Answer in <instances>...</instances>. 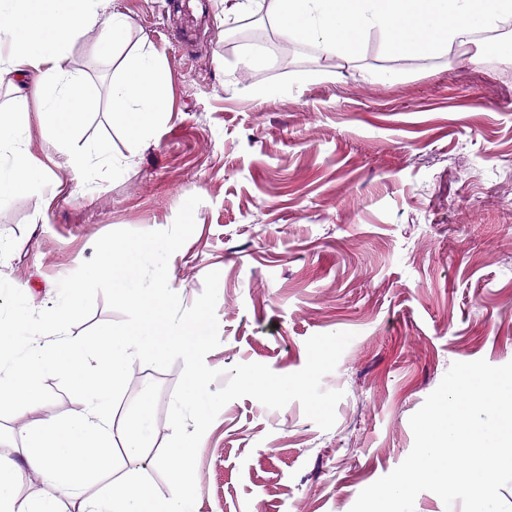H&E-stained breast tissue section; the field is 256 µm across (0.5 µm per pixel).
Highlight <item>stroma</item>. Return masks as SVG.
<instances>
[{
  "mask_svg": "<svg viewBox=\"0 0 512 512\" xmlns=\"http://www.w3.org/2000/svg\"><path fill=\"white\" fill-rule=\"evenodd\" d=\"M224 7L110 0L169 77L170 114L137 142L108 110L118 66L97 54L96 31L71 39L68 65L97 100L75 143L107 141L133 164L118 178L108 162L75 178L28 101L26 145L56 190L0 203V241L12 247L0 279L20 287L0 309L22 302L42 318L102 244L168 237L165 274L183 306L220 273L208 367L290 374L310 336L353 332L322 380L344 393L332 429L298 402L271 410L243 397L220 411L196 463L197 512H350L408 456L409 419L452 363L512 362V58L390 56L375 34L353 60L326 58ZM378 67L399 79L365 82L363 69ZM313 70L338 78L284 91ZM131 319L99 282L66 328L89 343L99 325ZM182 368L141 366L114 402L125 421L148 401L152 450L172 433Z\"/></svg>",
  "mask_w": 512,
  "mask_h": 512,
  "instance_id": "obj_1",
  "label": "stroma"
}]
</instances>
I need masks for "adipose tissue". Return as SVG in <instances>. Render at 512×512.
Segmentation results:
<instances>
[{
	"mask_svg": "<svg viewBox=\"0 0 512 512\" xmlns=\"http://www.w3.org/2000/svg\"><path fill=\"white\" fill-rule=\"evenodd\" d=\"M100 0H0V81L16 85L21 100L35 99L45 136L76 172L108 158L106 142L77 149L72 135L84 123L93 99L84 77L69 68L67 46L86 30H97L106 59L121 57L112 81L109 110L129 138L138 140L163 123L169 112L167 77L159 56L146 44L130 45V24L119 12H103ZM236 17L266 13L290 41L309 43L321 55L350 58L366 35L378 33L392 55L430 59L463 48L470 61L484 54L478 36L512 21V0H236ZM23 111L0 108V202L33 188L50 186L44 163L25 146ZM109 159V158H108ZM174 247L161 237L150 243L103 245L96 262L70 283L55 313L33 322L30 310L14 304L0 317V405L25 414L42 404L44 384L60 379L77 389L75 407L65 416L23 425L22 461L0 454V512H196L188 475L195 444L184 441L165 456L168 496L147 481L124 474L105 477L106 459L122 448L128 461L142 459L157 422L141 408L129 425L116 423L114 401L136 361L180 354L190 365L178 406L204 413L218 402L209 388L200 352L211 331L205 318L159 321L157 312L178 298L176 289L146 285L142 266L159 265ZM106 281L115 302L134 317L123 327L102 326L92 347L70 337L67 316L78 309L86 283ZM99 359L90 364L88 350ZM32 473L51 485L50 493L19 499L16 488ZM98 485L95 495L86 489Z\"/></svg>",
	"mask_w": 512,
	"mask_h": 512,
	"instance_id": "1",
	"label": "adipose tissue"
}]
</instances>
